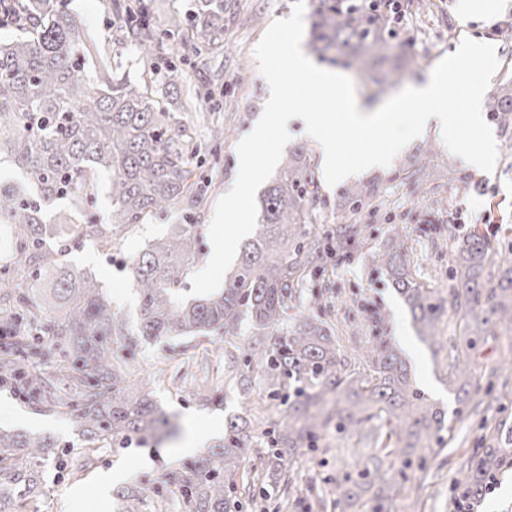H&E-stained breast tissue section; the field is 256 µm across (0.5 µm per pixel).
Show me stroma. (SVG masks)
<instances>
[{
  "instance_id": "obj_1",
  "label": "stroma",
  "mask_w": 512,
  "mask_h": 512,
  "mask_svg": "<svg viewBox=\"0 0 512 512\" xmlns=\"http://www.w3.org/2000/svg\"><path fill=\"white\" fill-rule=\"evenodd\" d=\"M195 3L196 0H152L151 20L154 27L162 30L172 16L180 17L182 29L172 43L188 65L190 86L197 89L206 85L217 93L213 99L194 98L187 110L182 107L181 97L167 94L166 90H159L160 100L168 101L178 121H194L199 115L216 111L233 129L217 151L206 143L207 129H199L197 134L203 146L190 163L205 188L198 199L194 221L206 226L212 220L217 201L235 182L236 146L251 124L260 119L269 97L254 49L274 20L291 14L292 0H229L224 13L225 48L202 52L196 51L192 40ZM432 3L429 12H407L394 24L400 38L411 45L414 78H422L463 39L481 38L498 46L499 67L492 84L512 79V40L498 35L505 24H512V0H497L494 14L480 13L465 22L458 18V0ZM70 6L98 42L113 51L116 62L132 79L156 77L158 68L170 60L166 49L160 52L157 62L140 59L122 22L108 10L106 0H70ZM484 119L499 151L493 172L463 165L447 150L439 135L429 131L408 144L391 166L360 173L359 181L377 179L383 208L374 216L365 210L358 214V223L369 227V238L350 259L323 257L325 273L318 283L328 298L339 296L347 301L339 323L343 347L350 350L375 337L394 341L408 359L420 388L451 411L456 403L443 374L447 349L434 353L417 339L407 306L372 258L386 246L392 227H399L419 260V282L444 297L451 286V255L463 238L476 231L494 251L512 249V127L500 126L489 111ZM426 145L432 148L428 161L430 177L424 188L418 190L404 179L403 173L414 170L418 149ZM452 170L467 180L468 189L461 191L449 184L448 173ZM347 208L340 187L322 186L310 232L324 238L335 237ZM180 221V216L174 214L152 217L132 228L111 251L99 250L87 241L73 248L67 262L95 274L127 320L136 322L137 293L127 267L146 245L166 235ZM511 358L510 337H498L495 343L483 348L476 377L483 384L491 382V389H473L472 401L477 404V411H466L453 418V429L446 433L441 451L432 457L425 472L411 475L404 493L395 502L396 512H449L452 501L462 490L460 480L468 461L491 445L506 449L507 454L497 472L495 490L478 495V512H512V367L507 364ZM224 392L226 402L220 409L204 406L190 387L179 392L160 386L155 397L179 422L195 420L199 430L206 434L205 445L210 446L223 438L225 416L238 414L250 419L259 417L261 412L260 395L242 402L241 391L231 380L226 382ZM0 426L53 436L60 450L70 457L83 448L73 416L46 412L20 397L5 382L0 384ZM367 454V449L354 448L352 440L334 433L325 437L317 452L296 456L291 463L296 488L288 512H307L308 504L314 503L324 489L326 479L350 472L355 461ZM191 458V453L183 451L176 438L161 445H107L98 453L94 465L76 476L54 463L43 466L37 486L17 487L13 500L20 512H117L112 487L98 484L100 476L117 470L125 482L142 478L146 487L142 512H177L178 492L167 477L181 470Z\"/></svg>"
}]
</instances>
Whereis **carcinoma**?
I'll return each mask as SVG.
<instances>
[{"mask_svg":"<svg viewBox=\"0 0 512 512\" xmlns=\"http://www.w3.org/2000/svg\"><path fill=\"white\" fill-rule=\"evenodd\" d=\"M422 0H315L310 45L320 58L371 77L374 96L399 84L412 57L398 39L393 15ZM25 35L0 40V163H7L22 185L0 181V224L10 251L0 255V329L12 333L0 350V381L49 411L73 414L88 450L106 442L161 443L170 414L154 399L155 376H139L134 349L147 341L179 338L198 349L208 338L224 336V373L235 377L243 394L258 387L276 402V414L246 421L224 419V439L171 476L183 498V512H281L288 503L290 461L300 450L316 448L327 433L349 439L375 431L373 453L357 461L351 475L329 479L327 505L352 508L360 501L354 487L373 489L371 512H392L408 482V472L424 471L426 451L451 431L448 410L416 386L399 349L383 340L363 348V370L347 371L344 347L332 320L319 306L315 280L323 242L307 229L310 209L320 194L314 163L303 148L288 152L282 172L260 198L252 237L240 248L236 268L224 288L204 297L175 301L197 255L201 225L186 213L204 183L192 180L193 126L176 121L154 98L149 84L131 79L99 53L69 0H24ZM112 13L125 20L137 51L153 58L167 36L181 29L178 17L158 31L146 0H111ZM193 36L203 49L224 39V0H198ZM186 79L170 61L162 76L171 91ZM490 111L512 126V81L492 89ZM109 174L112 212L101 223L94 216V189ZM350 213L376 199L373 181L347 187ZM80 216L79 226L47 245V214L58 201ZM181 214L183 223L152 241L133 260L132 284L138 295V325L112 305L102 286L66 263L71 243L94 236L107 246L142 221ZM368 225L337 230L336 253L349 257L367 237ZM489 244L478 233L463 239L452 254L448 298L415 279L413 260L398 230L375 261L404 297L418 339L437 344L436 327L446 310L466 322L464 336L448 345V388L458 394L455 415L463 414L473 388L480 348L512 332V258L492 267ZM49 279L35 297L15 288L13 275ZM313 307L291 313L303 294ZM246 329L244 345L232 340ZM55 362L49 372L42 364ZM259 449V460L251 450ZM49 435L0 428V512L11 510L10 493L34 481L38 468L58 459ZM502 462L497 448L475 458L463 475L473 495ZM145 488L128 482L114 490L120 512H141Z\"/></svg>","mask_w":512,"mask_h":512,"instance_id":"obj_1","label":"carcinoma"}]
</instances>
